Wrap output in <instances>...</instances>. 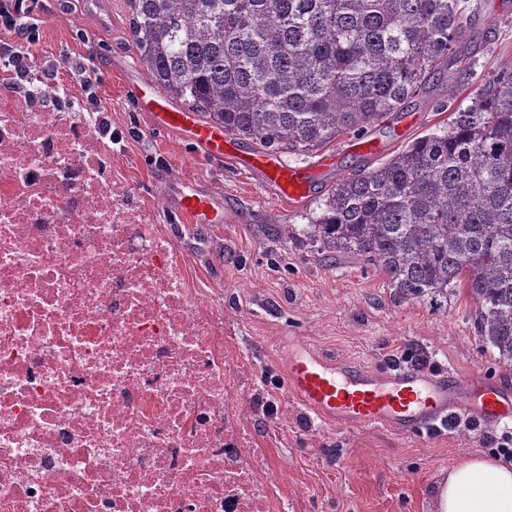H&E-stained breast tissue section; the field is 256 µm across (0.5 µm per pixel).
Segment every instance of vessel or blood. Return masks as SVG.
Returning <instances> with one entry per match:
<instances>
[{
	"label": "vessel or blood",
	"instance_id": "b4317fda",
	"mask_svg": "<svg viewBox=\"0 0 512 512\" xmlns=\"http://www.w3.org/2000/svg\"><path fill=\"white\" fill-rule=\"evenodd\" d=\"M132 92L142 111L151 113L156 129L196 145L212 159L229 154L233 142L222 125L204 121L197 112L174 105L150 82ZM245 168L262 171L278 194L298 201L310 191L308 177L289 168L276 155L254 153L243 159ZM180 214L191 223L216 216L212 196L188 188L178 201ZM287 386L306 409L321 417L360 426H387L404 433L423 429L444 431L456 411L474 413L495 425L512 419V392L495 381L444 377L425 370L392 366L374 371L356 364L317 355L294 345L285 365Z\"/></svg>",
	"mask_w": 512,
	"mask_h": 512
}]
</instances>
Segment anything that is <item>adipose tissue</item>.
Returning a JSON list of instances; mask_svg holds the SVG:
<instances>
[{"label": "adipose tissue", "mask_w": 512, "mask_h": 512, "mask_svg": "<svg viewBox=\"0 0 512 512\" xmlns=\"http://www.w3.org/2000/svg\"><path fill=\"white\" fill-rule=\"evenodd\" d=\"M433 512H512V462L475 457L438 480Z\"/></svg>", "instance_id": "adipose-tissue-1"}]
</instances>
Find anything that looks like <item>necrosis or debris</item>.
Instances as JSON below:
<instances>
[{
	"label": "necrosis or debris",
	"mask_w": 512,
	"mask_h": 512,
	"mask_svg": "<svg viewBox=\"0 0 512 512\" xmlns=\"http://www.w3.org/2000/svg\"><path fill=\"white\" fill-rule=\"evenodd\" d=\"M0 69V512H272L224 313L84 112Z\"/></svg>",
	"instance_id": "1"
}]
</instances>
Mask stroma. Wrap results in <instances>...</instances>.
<instances>
[{"label":"stroma","mask_w":512,"mask_h":512,"mask_svg":"<svg viewBox=\"0 0 512 512\" xmlns=\"http://www.w3.org/2000/svg\"><path fill=\"white\" fill-rule=\"evenodd\" d=\"M477 41L453 79L434 81L360 137L343 134L309 154L282 153L311 176L308 197L281 199L240 157L257 144L236 141L233 155L204 157L193 144L156 130L130 88L147 73L130 31L128 0H44L32 66L66 72L83 61L112 122V177L118 192L161 225L184 257L197 288L224 309V359L241 373L248 410L244 441L280 488L274 512H431L435 483L448 468L494 453L511 431L457 415L442 433L402 434L388 427L340 424L306 411L289 391L291 343L370 369L415 366L435 374L486 378L512 389V365L478 337L467 289L438 305L401 299L378 268L332 260L301 233L315 223L328 189L363 164L389 159L407 144L447 127L439 100L464 107L484 79L512 70V0H468ZM213 196L220 224H187L176 213L185 186ZM275 402L268 414L266 402Z\"/></svg>","instance_id":"stroma-1"}]
</instances>
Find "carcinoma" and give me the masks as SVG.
Returning <instances> with one entry per match:
<instances>
[{"mask_svg": "<svg viewBox=\"0 0 512 512\" xmlns=\"http://www.w3.org/2000/svg\"><path fill=\"white\" fill-rule=\"evenodd\" d=\"M149 79L238 138L306 154L362 133L463 63L461 0H129ZM317 251L377 266L403 299L463 286L480 339L512 364V70L448 128L336 181Z\"/></svg>", "mask_w": 512, "mask_h": 512, "instance_id": "cac0c4a2", "label": "carcinoma"}]
</instances>
